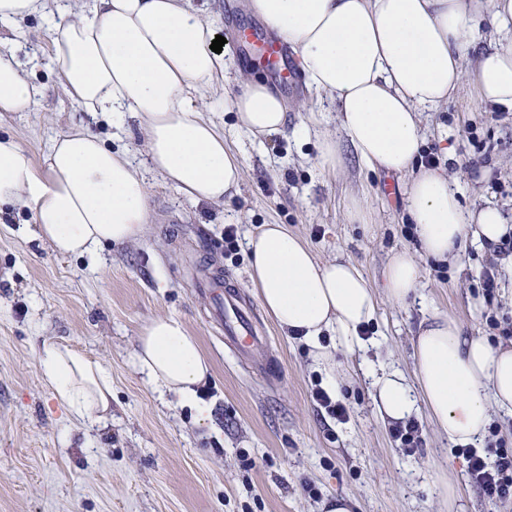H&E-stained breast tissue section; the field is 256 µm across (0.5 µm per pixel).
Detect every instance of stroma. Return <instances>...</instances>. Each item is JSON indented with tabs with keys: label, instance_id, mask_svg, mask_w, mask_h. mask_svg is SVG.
Segmentation results:
<instances>
[{
	"label": "stroma",
	"instance_id": "35a3bbf8",
	"mask_svg": "<svg viewBox=\"0 0 512 512\" xmlns=\"http://www.w3.org/2000/svg\"><path fill=\"white\" fill-rule=\"evenodd\" d=\"M225 37L229 83L222 101L204 107L227 146L244 159L238 194L226 203L196 201L147 174L149 216L139 240L107 245L93 264L61 257L20 233L29 209H0V512H320L326 499L351 498L356 512H512V500L489 503L467 473L458 444L441 435L426 413L413 422L422 447L406 450L384 422L369 379H344L337 400L347 421L329 416L312 398L322 375L310 349L262 314L270 343L253 360L236 358L210 320L211 300L194 280L199 267L233 276L256 299L246 249L224 254V227L247 238L264 224L299 235L318 260H351L372 287L398 251L416 254L422 270L414 298L380 297L368 326L370 345L337 351L339 365L385 361L412 373V336L421 318L445 314L466 333L503 343L495 320L512 319V254L466 246L455 262L423 255L406 211V177L366 170L344 135L337 134L339 166L317 163L316 138L291 132L253 137L237 126L231 99L245 67L232 41L231 17L258 21L250 0H192ZM57 29L44 20L22 21L7 49L33 64L43 90L30 112L0 117V134L16 138L36 163L54 139L83 130L129 149L144 164V133L128 121L120 138L63 91L52 58ZM291 127L308 123L335 132L336 106L308 87L285 95ZM424 147H436L439 165L454 180L463 206L493 204L512 219V112L482 105L463 85L439 110L421 115ZM357 198L369 213L364 224L346 218ZM497 286L485 296L480 278ZM160 315L179 317L195 336L210 371L200 397L211 407L198 424L178 396L159 395L133 362L137 339ZM71 347L112 376V415L90 427L75 421L41 377L43 342ZM275 360L267 379L260 363ZM450 486L453 496L442 493Z\"/></svg>",
	"mask_w": 512,
	"mask_h": 512
}]
</instances>
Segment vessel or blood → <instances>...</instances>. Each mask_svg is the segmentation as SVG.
<instances>
[{
  "mask_svg": "<svg viewBox=\"0 0 512 512\" xmlns=\"http://www.w3.org/2000/svg\"><path fill=\"white\" fill-rule=\"evenodd\" d=\"M234 37L236 41L256 46L257 52L250 56V63L267 69L279 86L295 82L297 74L284 42L265 37L255 28H236ZM199 286L212 300L213 318L224 330L225 346L242 355L263 341V327L251 306L243 303L232 282L214 274L202 278Z\"/></svg>",
  "mask_w": 512,
  "mask_h": 512,
  "instance_id": "vessel-or-blood-1",
  "label": "vessel or blood"
}]
</instances>
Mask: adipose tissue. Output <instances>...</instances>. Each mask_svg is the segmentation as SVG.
Masks as SVG:
<instances>
[{"label": "adipose tissue", "mask_w": 512, "mask_h": 512, "mask_svg": "<svg viewBox=\"0 0 512 512\" xmlns=\"http://www.w3.org/2000/svg\"><path fill=\"white\" fill-rule=\"evenodd\" d=\"M252 8L292 44L309 87L336 104L338 133L318 137L322 168L336 169L341 133L367 168L409 175L406 208L428 256L452 258L468 243L485 249L512 232L498 207L465 208L447 173L417 162L422 112L447 104L463 82L482 104L512 112V47L483 50L469 67L462 54L483 22L512 34V0H252ZM35 15L59 26L53 58L65 93L114 128L137 120L154 173L198 201L220 202L237 189L242 157L198 110L224 77V57L210 48L214 24L190 0H0V29ZM41 95L14 52L1 49L0 112L33 111ZM231 105L252 136L286 129L282 100L261 81L243 79ZM19 203L33 213L35 237L63 257L97 260L104 245L135 241L148 224L147 181L128 150L84 131L56 138L41 167L16 139L0 136V207ZM247 246L264 309L312 347L326 387L335 388L332 349L363 346L359 330L375 317L367 278L352 262L319 261L281 224L263 225ZM420 278L414 256L395 253L383 272L385 294L405 301ZM413 359L410 376L358 364L373 378L382 419L423 410L440 433L469 445L483 440L492 410L512 413V345H491L434 314L419 325ZM133 361L158 391L195 407L199 423L210 421L197 392L209 366L179 318L151 320ZM38 363L75 420L107 418L112 381L100 363L51 342Z\"/></svg>", "instance_id": "1"}]
</instances>
